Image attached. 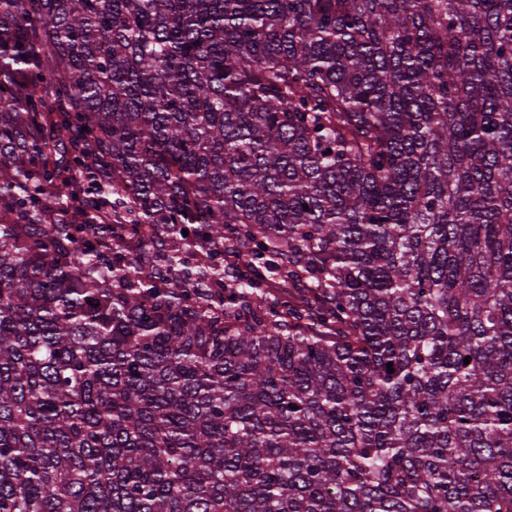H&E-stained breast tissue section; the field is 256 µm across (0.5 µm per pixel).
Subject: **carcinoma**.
<instances>
[{"label": "carcinoma", "instance_id": "cac0c4a2", "mask_svg": "<svg viewBox=\"0 0 512 512\" xmlns=\"http://www.w3.org/2000/svg\"><path fill=\"white\" fill-rule=\"evenodd\" d=\"M0 512H512V0H0Z\"/></svg>", "mask_w": 512, "mask_h": 512}]
</instances>
